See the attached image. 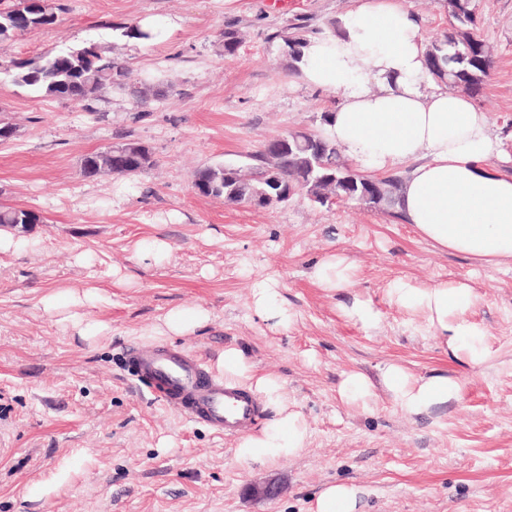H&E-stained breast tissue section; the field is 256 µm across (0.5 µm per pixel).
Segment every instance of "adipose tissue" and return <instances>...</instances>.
I'll return each mask as SVG.
<instances>
[{
	"label": "adipose tissue",
	"mask_w": 512,
	"mask_h": 512,
	"mask_svg": "<svg viewBox=\"0 0 512 512\" xmlns=\"http://www.w3.org/2000/svg\"><path fill=\"white\" fill-rule=\"evenodd\" d=\"M424 48L404 0H358L336 35L311 38L299 76L310 87L340 93L322 132L348 159L369 173L406 169L398 209L423 239L481 264L512 263V176L490 169L491 160L502 156L501 142L486 112L428 81ZM390 296L397 305L423 313L443 351L473 368L489 360L485 329L468 315L473 299L467 284L421 288L400 281ZM252 311L271 330L289 326L287 309L267 283L256 285ZM218 367L227 387L257 394L267 414L260 430L240 439L237 461L265 465L295 457L308 428L289 407L282 383L258 373L234 346L225 348ZM380 388L414 418L458 400L461 383L444 371L417 377L389 363L375 381L349 373L338 394L368 411Z\"/></svg>",
	"instance_id": "ef3b65f1"
}]
</instances>
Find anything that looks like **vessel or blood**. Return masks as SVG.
<instances>
[{
    "label": "vessel or blood",
    "instance_id": "vessel-or-blood-1",
    "mask_svg": "<svg viewBox=\"0 0 512 512\" xmlns=\"http://www.w3.org/2000/svg\"><path fill=\"white\" fill-rule=\"evenodd\" d=\"M131 376L161 393L163 403L191 422L208 424L220 436L251 430L257 415L252 395L226 388L196 355L165 346L133 347Z\"/></svg>",
    "mask_w": 512,
    "mask_h": 512
}]
</instances>
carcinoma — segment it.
<instances>
[{
  "mask_svg": "<svg viewBox=\"0 0 512 512\" xmlns=\"http://www.w3.org/2000/svg\"><path fill=\"white\" fill-rule=\"evenodd\" d=\"M446 7L449 15L448 34L437 36L425 44V67L434 80L451 92L456 91V83H469V95L474 97L481 93L494 69L492 49L479 37L469 42L466 48L454 43L455 38L476 32L475 0H447ZM54 22L55 14L48 0H42L40 6L31 4L30 0H14L12 7L0 10V49H4L16 34ZM117 30L121 37L129 40L152 38L150 32L136 24H122L117 26ZM323 35L325 32L322 29L312 27L300 18L287 28L273 32L271 38L288 44V66L297 72L303 48L309 39ZM223 38L224 54H235L241 44L236 24L225 26ZM9 70L16 84L45 96L72 101L86 109L92 108V103L99 101L108 90L128 87L132 77L129 66L112 54V48L95 43H85L35 58H13L9 61ZM302 137L323 143L324 152L313 155L298 151L288 156V160L277 168L281 181L309 196L323 194L338 201L364 199L376 209L398 216L396 206L403 188V175H366L352 167L328 138L311 131L302 134ZM85 159L95 161L100 167L111 170L112 174L123 177L139 176L155 164L152 158L142 166L126 160L116 161L112 159V150L108 147L85 155ZM271 166L269 155L260 150L250 155L247 167L239 169V173L252 175ZM193 178L210 186L209 196L224 198L228 204L235 203L234 199L224 197V166L200 167L194 171ZM32 215L33 211L28 209L0 206V224L11 228L27 224Z\"/></svg>",
  "mask_w": 512,
  "mask_h": 512,
  "instance_id": "1",
  "label": "carcinoma"
}]
</instances>
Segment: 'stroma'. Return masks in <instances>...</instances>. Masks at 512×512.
Wrapping results in <instances>:
<instances>
[{
    "mask_svg": "<svg viewBox=\"0 0 512 512\" xmlns=\"http://www.w3.org/2000/svg\"><path fill=\"white\" fill-rule=\"evenodd\" d=\"M57 21L16 36L8 55L33 58L76 44L111 47L149 100L112 90L89 112L13 82L0 69V205L33 208L26 246L0 253V512H310L327 485L361 487L363 512H512V265L480 266L435 248L411 225L352 202L327 207L294 195L273 210L200 195L196 168L246 162L267 139L320 129L338 95L289 73L275 29L302 17L321 26L356 0H296L285 13L265 0H52ZM478 34L495 67L475 104L502 142L498 173L512 175V0H476ZM243 33L224 53L228 23ZM119 23L155 37H120ZM155 165L137 177L89 180L82 157L124 135ZM165 251L147 255L153 242ZM340 255L354 285L328 291L309 276ZM276 283L292 323L275 332L251 315L256 281ZM472 286L471 319L491 361L470 368L437 348L420 315L388 290ZM91 292L76 310L101 323L85 339L47 312L52 293ZM382 314L375 331L348 320L354 299ZM207 310L186 337L150 330L172 309ZM165 345L209 368L226 346L278 377L308 428L305 448L268 466L237 462V437L188 422L128 375L130 347ZM416 376L446 371L462 385L437 418L405 417L387 393L373 411L341 401L345 373L374 377L388 363ZM285 492L259 499L254 485Z\"/></svg>",
    "mask_w": 512,
    "mask_h": 512,
    "instance_id": "obj_1",
    "label": "stroma"
}]
</instances>
